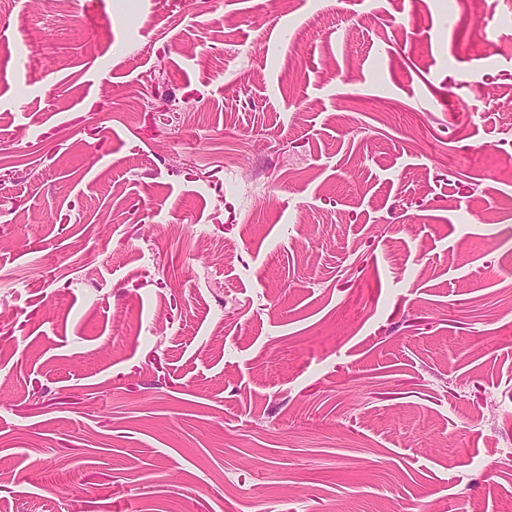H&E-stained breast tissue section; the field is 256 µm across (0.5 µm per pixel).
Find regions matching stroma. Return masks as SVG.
<instances>
[{"label": "stroma", "instance_id": "obj_1", "mask_svg": "<svg viewBox=\"0 0 512 512\" xmlns=\"http://www.w3.org/2000/svg\"><path fill=\"white\" fill-rule=\"evenodd\" d=\"M512 0H0V512H512Z\"/></svg>", "mask_w": 512, "mask_h": 512}]
</instances>
